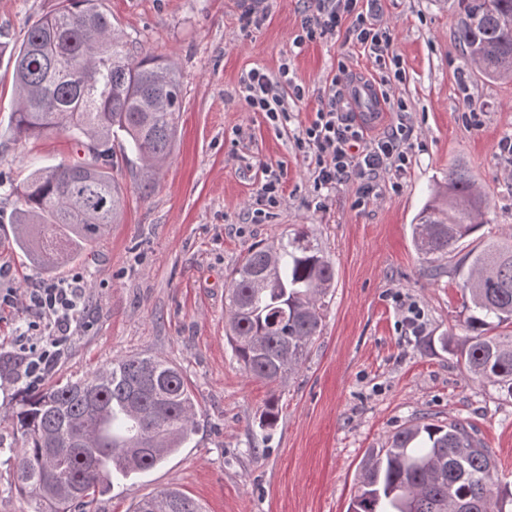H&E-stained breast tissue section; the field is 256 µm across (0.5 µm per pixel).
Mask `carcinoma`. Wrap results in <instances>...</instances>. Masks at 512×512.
<instances>
[{
  "label": "carcinoma",
  "mask_w": 512,
  "mask_h": 512,
  "mask_svg": "<svg viewBox=\"0 0 512 512\" xmlns=\"http://www.w3.org/2000/svg\"><path fill=\"white\" fill-rule=\"evenodd\" d=\"M454 33L465 62L486 79H512V0H457ZM8 54L14 138L64 134L83 157L36 167L20 181L0 173L19 207L12 246L43 274L88 255L121 221L125 193L113 171L134 155L144 189L170 159L183 89L172 62L134 51L104 0H54ZM123 136L120 151L114 139ZM490 209L463 166L448 170L413 225L419 253L439 262L483 224ZM465 336L448 337L470 377L512 396V237L464 257ZM335 268L304 230L256 244L227 280L225 337L243 370L275 383L297 373L321 331ZM279 419L271 397L259 427ZM10 422L19 435L13 478L32 512H88L112 480L164 464L197 431L195 395L182 371L131 356L79 378L22 388ZM65 448V476H54ZM489 449L469 424L422 416L363 458L348 512H506L512 488L495 477ZM133 512H202L176 488L138 500Z\"/></svg>",
  "instance_id": "cac0c4a2"
}]
</instances>
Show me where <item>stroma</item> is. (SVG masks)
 Listing matches in <instances>:
<instances>
[{"instance_id":"obj_1","label":"stroma","mask_w":512,"mask_h":512,"mask_svg":"<svg viewBox=\"0 0 512 512\" xmlns=\"http://www.w3.org/2000/svg\"><path fill=\"white\" fill-rule=\"evenodd\" d=\"M53 0H0V41H19ZM119 30L181 76L183 108L173 156L143 191L138 159L116 173L125 187L121 223L82 264L57 280L84 278L88 307L52 379L79 378L132 355L163 357L183 372L198 402V429L161 467L115 483L96 512H132L166 487L203 512H347L361 460L419 416L471 424L512 485V397L472 379L447 347L467 316L459 265L468 250L512 237V81L466 66L453 33L452 0H373L378 25L400 56L376 67L343 35L295 47L303 0H106ZM346 65L356 80L383 78L395 107L382 128L405 121L409 161L380 179L376 197L355 206L354 184L313 189L310 160L297 146L315 118L317 93ZM287 66L306 90H283L287 121L250 111L247 72L278 76ZM13 88L0 64V172L73 158L60 135L14 140ZM468 168L490 201L487 222L449 254L441 275L412 242L411 226L449 167ZM280 173V206L253 219L264 170ZM15 196L0 187V265L24 289L42 273L17 255L10 217ZM305 229L336 266L321 332L298 374L279 384L251 378L224 338L225 283L257 242ZM419 308L420 333L403 324ZM17 386L0 374V512H27L1 451L17 445L8 416ZM280 419L260 428L270 397Z\"/></svg>"}]
</instances>
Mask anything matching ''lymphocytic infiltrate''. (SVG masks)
Here are the masks:
<instances>
[{
    "mask_svg": "<svg viewBox=\"0 0 512 512\" xmlns=\"http://www.w3.org/2000/svg\"><path fill=\"white\" fill-rule=\"evenodd\" d=\"M361 0H311L301 19V31L294 38L303 44L336 31L346 30V39L368 52L375 63H398L391 40L360 9ZM278 77L260 69L250 70L242 80V94L251 111L264 113L270 121L284 116ZM320 105L314 121L299 140L301 148L313 153V187L329 189L352 182L356 185V205L374 197L381 172L402 170L407 159L405 143L409 131L398 123L370 143H362L355 130V116L350 111L349 89L341 81H332L319 96ZM17 308L25 328L4 357L10 363L15 382L39 385L55 367L76 330L81 327L86 310V290L82 275L42 283L17 290L0 289V306Z\"/></svg>",
    "mask_w": 512,
    "mask_h": 512,
    "instance_id": "lymphocytic-infiltrate-1",
    "label": "lymphocytic infiltrate"
}]
</instances>
